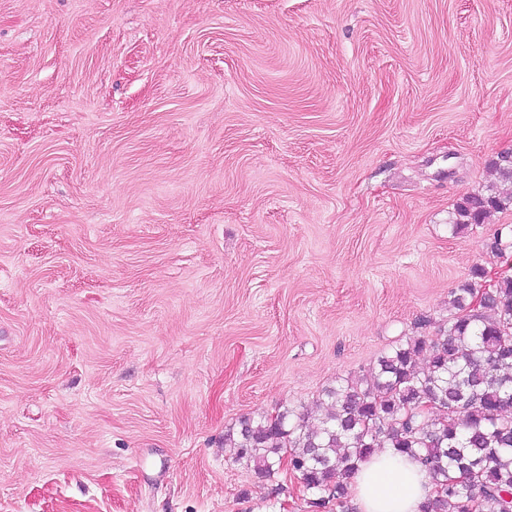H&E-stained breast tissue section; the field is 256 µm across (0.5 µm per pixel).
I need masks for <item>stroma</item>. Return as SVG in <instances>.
I'll return each mask as SVG.
<instances>
[{"label":"stroma","mask_w":512,"mask_h":512,"mask_svg":"<svg viewBox=\"0 0 512 512\" xmlns=\"http://www.w3.org/2000/svg\"><path fill=\"white\" fill-rule=\"evenodd\" d=\"M511 153L512 0H0V512H339L224 436L512 277ZM500 186H491L488 194H474L463 198L455 208L454 224L460 232L470 224H482L486 217L497 210L512 208V167L495 162Z\"/></svg>","instance_id":"35a3bbf8"}]
</instances>
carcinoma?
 <instances>
[{"label": "carcinoma", "mask_w": 512, "mask_h": 512, "mask_svg": "<svg viewBox=\"0 0 512 512\" xmlns=\"http://www.w3.org/2000/svg\"><path fill=\"white\" fill-rule=\"evenodd\" d=\"M500 185L463 198L460 232L493 211L512 208V167L495 164ZM504 227L489 248H512ZM484 269L451 291L459 314L439 336H410L382 355L373 381L325 390L327 413L314 426L295 410L244 418L224 440L262 476L283 457L312 503L355 512L349 483L377 448H392L426 467L436 493L420 512H512V277L485 288ZM478 306H472L476 295ZM427 358L421 369L417 359ZM430 400L434 411L420 410Z\"/></svg>", "instance_id": "cac0c4a2"}]
</instances>
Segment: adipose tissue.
Wrapping results in <instances>:
<instances>
[{
	"instance_id": "adipose-tissue-1",
	"label": "adipose tissue",
	"mask_w": 512,
	"mask_h": 512,
	"mask_svg": "<svg viewBox=\"0 0 512 512\" xmlns=\"http://www.w3.org/2000/svg\"><path fill=\"white\" fill-rule=\"evenodd\" d=\"M359 512H420L433 491L422 464L382 448L351 479Z\"/></svg>"
}]
</instances>
